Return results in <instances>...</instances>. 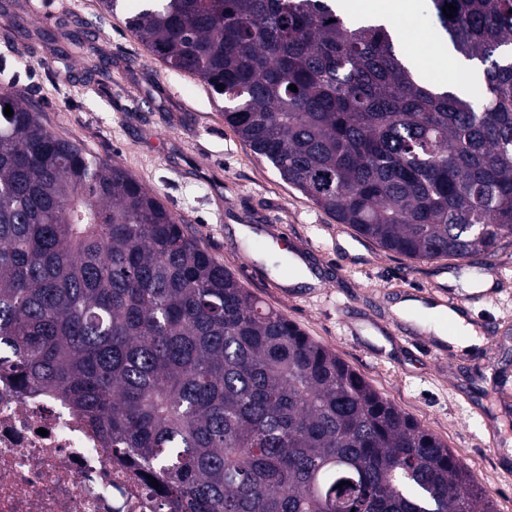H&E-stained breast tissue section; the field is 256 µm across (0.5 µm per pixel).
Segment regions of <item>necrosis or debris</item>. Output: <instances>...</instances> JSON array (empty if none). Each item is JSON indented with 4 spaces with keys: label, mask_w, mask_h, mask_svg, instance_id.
I'll return each mask as SVG.
<instances>
[{
    "label": "necrosis or debris",
    "mask_w": 512,
    "mask_h": 512,
    "mask_svg": "<svg viewBox=\"0 0 512 512\" xmlns=\"http://www.w3.org/2000/svg\"><path fill=\"white\" fill-rule=\"evenodd\" d=\"M167 501L70 405L0 377V512H167Z\"/></svg>",
    "instance_id": "necrosis-or-debris-1"
}]
</instances>
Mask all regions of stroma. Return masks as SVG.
I'll use <instances>...</instances> for the list:
<instances>
[{"label": "stroma", "instance_id": "1", "mask_svg": "<svg viewBox=\"0 0 512 512\" xmlns=\"http://www.w3.org/2000/svg\"><path fill=\"white\" fill-rule=\"evenodd\" d=\"M134 0L101 17L97 0H10L20 20L0 18V58L23 74L21 92L38 100L44 121L95 156L116 162L156 191L202 246L246 288L332 349L399 408L447 442L490 495L512 512V244L495 262L501 284L483 293L456 285L475 331L494 335L470 349L434 357L392 335V307L403 295L430 293L441 274L351 237L259 162L225 124L223 104L198 79L154 60L125 26ZM66 8L83 22L74 47L65 31L42 38L48 16ZM262 229L238 237L237 225ZM288 232L324 285H293L274 262V239ZM258 258L245 272V256Z\"/></svg>", "mask_w": 512, "mask_h": 512}]
</instances>
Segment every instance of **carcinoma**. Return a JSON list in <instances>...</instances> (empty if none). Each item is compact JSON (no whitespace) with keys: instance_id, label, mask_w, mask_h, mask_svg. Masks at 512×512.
I'll list each match as a JSON object with an SVG mask.
<instances>
[{"instance_id":"carcinoma-1","label":"carcinoma","mask_w":512,"mask_h":512,"mask_svg":"<svg viewBox=\"0 0 512 512\" xmlns=\"http://www.w3.org/2000/svg\"><path fill=\"white\" fill-rule=\"evenodd\" d=\"M141 2L133 36L223 98L257 159L339 223L412 260L512 243V0H430L483 66L479 100L332 0ZM2 375L80 412L168 487L171 512H495L447 443L8 90Z\"/></svg>"}]
</instances>
